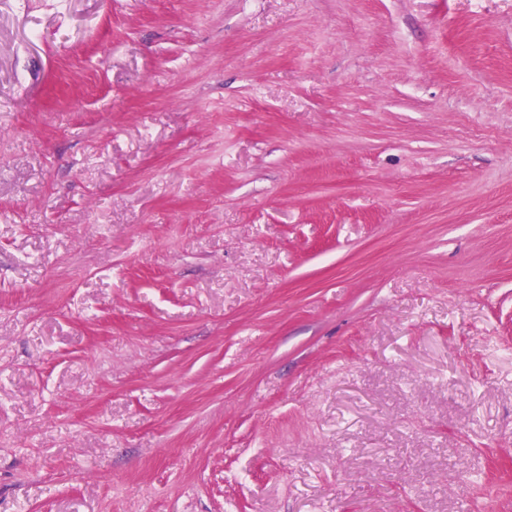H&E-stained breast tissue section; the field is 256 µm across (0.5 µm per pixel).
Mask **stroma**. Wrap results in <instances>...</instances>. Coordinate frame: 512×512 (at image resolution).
<instances>
[{"instance_id": "stroma-1", "label": "stroma", "mask_w": 512, "mask_h": 512, "mask_svg": "<svg viewBox=\"0 0 512 512\" xmlns=\"http://www.w3.org/2000/svg\"><path fill=\"white\" fill-rule=\"evenodd\" d=\"M0 512H512V0H0Z\"/></svg>"}]
</instances>
